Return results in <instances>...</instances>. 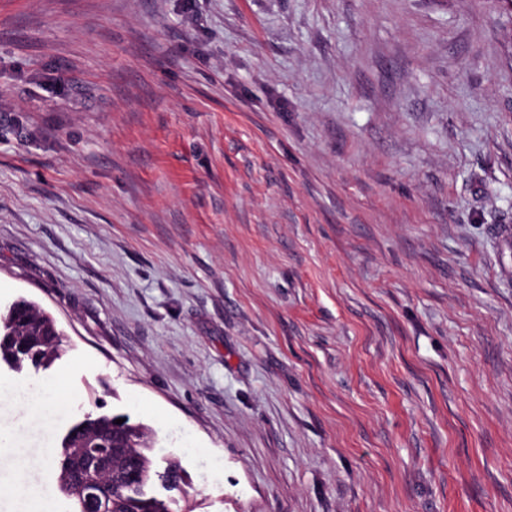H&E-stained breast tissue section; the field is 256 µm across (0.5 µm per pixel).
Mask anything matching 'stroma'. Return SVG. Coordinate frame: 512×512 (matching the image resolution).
I'll list each match as a JSON object with an SVG mask.
<instances>
[{
    "instance_id": "stroma-1",
    "label": "stroma",
    "mask_w": 512,
    "mask_h": 512,
    "mask_svg": "<svg viewBox=\"0 0 512 512\" xmlns=\"http://www.w3.org/2000/svg\"><path fill=\"white\" fill-rule=\"evenodd\" d=\"M20 297L192 512H512V0H0Z\"/></svg>"
}]
</instances>
